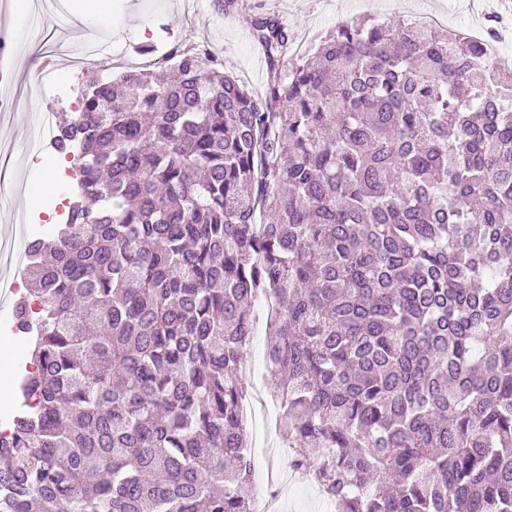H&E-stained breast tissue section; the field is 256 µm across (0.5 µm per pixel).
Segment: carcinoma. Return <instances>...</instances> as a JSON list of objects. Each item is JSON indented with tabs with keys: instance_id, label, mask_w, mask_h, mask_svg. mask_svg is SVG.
I'll list each match as a JSON object with an SVG mask.
<instances>
[{
	"instance_id": "carcinoma-1",
	"label": "carcinoma",
	"mask_w": 512,
	"mask_h": 512,
	"mask_svg": "<svg viewBox=\"0 0 512 512\" xmlns=\"http://www.w3.org/2000/svg\"><path fill=\"white\" fill-rule=\"evenodd\" d=\"M265 94L200 51L98 83L69 218L29 246L0 512H254L244 349L335 512H512V85L476 42L250 17ZM259 336H261L258 346H255L254 340L251 338L250 344L247 346L245 351V364L246 369L243 373L246 386L248 388V393L255 388H260V383L256 381V379L253 377L251 367L258 363L259 361L263 360L265 361V374L264 378L261 382V388L269 390V386L271 384V372L270 368L267 367L266 359H265V348L267 343V337L266 336V327L265 323L260 322L259 325Z\"/></svg>"
}]
</instances>
